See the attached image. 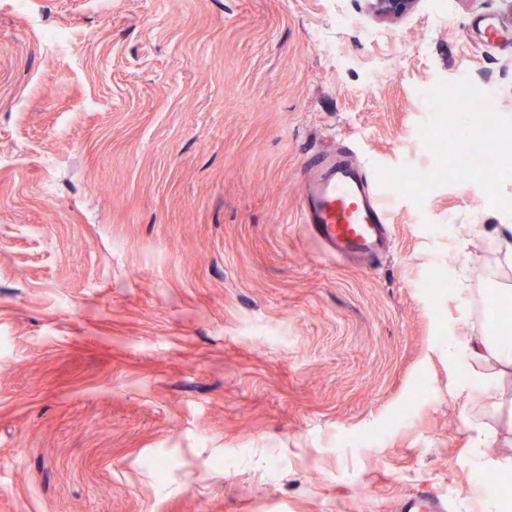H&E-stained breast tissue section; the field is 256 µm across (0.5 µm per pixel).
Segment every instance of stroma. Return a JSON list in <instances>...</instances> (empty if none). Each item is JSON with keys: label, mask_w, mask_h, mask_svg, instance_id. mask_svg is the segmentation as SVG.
<instances>
[{"label": "stroma", "mask_w": 512, "mask_h": 512, "mask_svg": "<svg viewBox=\"0 0 512 512\" xmlns=\"http://www.w3.org/2000/svg\"><path fill=\"white\" fill-rule=\"evenodd\" d=\"M485 17L512 0H0V512H512L481 480L512 371L447 351L512 289L462 227L512 217L470 182L399 195L375 261L297 222L329 136L432 168L437 81L512 119ZM372 13L382 20H391L412 11L418 0H367Z\"/></svg>", "instance_id": "1"}]
</instances>
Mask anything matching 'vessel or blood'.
Returning a JSON list of instances; mask_svg holds the SVG:
<instances>
[{"mask_svg":"<svg viewBox=\"0 0 512 512\" xmlns=\"http://www.w3.org/2000/svg\"><path fill=\"white\" fill-rule=\"evenodd\" d=\"M300 221L331 257L372 260L391 244L384 203L389 191L356 158L350 140L332 142L304 161Z\"/></svg>","mask_w":512,"mask_h":512,"instance_id":"vessel-or-blood-1","label":"vessel or blood"}]
</instances>
